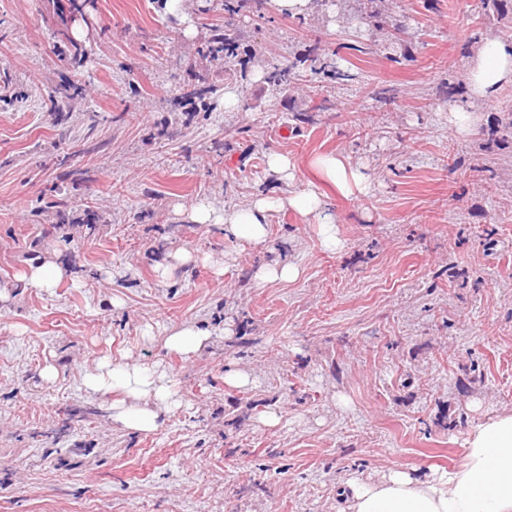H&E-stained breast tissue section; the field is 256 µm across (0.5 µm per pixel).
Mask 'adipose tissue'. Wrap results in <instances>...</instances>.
<instances>
[{
	"mask_svg": "<svg viewBox=\"0 0 512 512\" xmlns=\"http://www.w3.org/2000/svg\"><path fill=\"white\" fill-rule=\"evenodd\" d=\"M470 96L486 101L512 83V47L486 38L467 70ZM316 167L345 195L367 192L370 178L340 154L316 159ZM288 207L317 224L324 248L340 241L327 205L314 188L288 197H262L251 205L226 212L201 201L189 209L199 224H220L238 239L254 242L266 236L271 212ZM83 386L94 393H111L112 419L129 430L153 433L164 413L178 402L177 385L158 367L136 362H101L87 372ZM349 512H512V411L488 417L467 436L461 463L451 471L416 475L397 466L377 477L346 483Z\"/></svg>",
	"mask_w": 512,
	"mask_h": 512,
	"instance_id": "1",
	"label": "adipose tissue"
}]
</instances>
